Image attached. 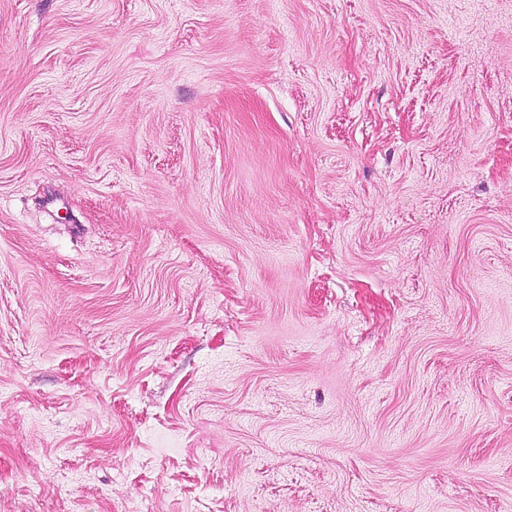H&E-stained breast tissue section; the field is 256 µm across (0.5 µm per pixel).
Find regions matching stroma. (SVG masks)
I'll return each mask as SVG.
<instances>
[{
    "mask_svg": "<svg viewBox=\"0 0 512 512\" xmlns=\"http://www.w3.org/2000/svg\"><path fill=\"white\" fill-rule=\"evenodd\" d=\"M0 512H512V0H0Z\"/></svg>",
    "mask_w": 512,
    "mask_h": 512,
    "instance_id": "1",
    "label": "stroma"
}]
</instances>
